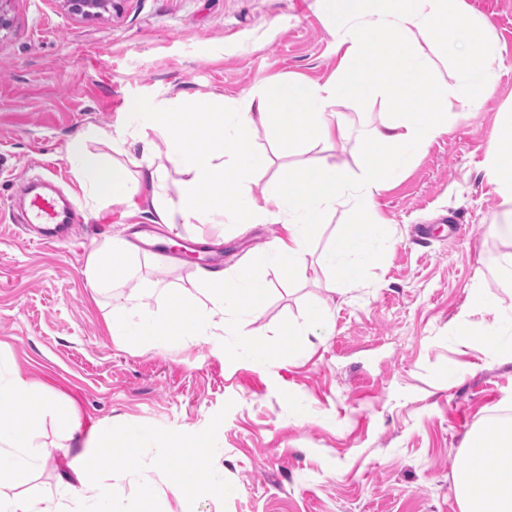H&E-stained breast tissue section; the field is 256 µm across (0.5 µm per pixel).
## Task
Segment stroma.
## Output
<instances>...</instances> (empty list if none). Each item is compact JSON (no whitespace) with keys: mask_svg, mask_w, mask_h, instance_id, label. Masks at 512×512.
<instances>
[{"mask_svg":"<svg viewBox=\"0 0 512 512\" xmlns=\"http://www.w3.org/2000/svg\"><path fill=\"white\" fill-rule=\"evenodd\" d=\"M488 19L501 48L499 80L476 112H458L448 133L415 157L403 177L376 197L373 219L389 246L335 289L317 267L329 243L357 213L327 212L313 241L308 276L284 280L266 269L265 305L245 330L262 334L278 364L259 370L225 350L220 336L152 347L108 330L115 298L142 281L156 311L178 292L193 293L197 267L141 251L136 273L94 291L83 269L106 238L138 242L144 201L95 205L66 158L72 140L97 134L92 152L110 154L128 105L177 94L243 95L271 78L323 82L339 58L314 0H117L103 17L65 13L60 0H16L15 22L0 38V377L21 374L36 393L74 407L79 429L62 442L34 407L30 474L0 482V492L55 494L72 468L94 480L103 446L140 428L163 438L167 456L144 449L138 469L189 464L191 442L210 439L201 479L224 476V493L201 495L191 512H460L455 475L472 455L469 438L512 412V360L480 338L493 315L474 307L479 283L512 312L504 268L512 246L492 232L502 223L487 175L490 142L512 108V0H464ZM345 140L284 151L254 136L263 158L249 183L255 196L289 165L330 155L361 173L362 126L386 120L390 104L357 97L336 104ZM49 180L81 214L79 238L36 244L18 228L20 180ZM213 244L227 269L258 258L281 226L181 224L161 228ZM331 314L323 339L281 349L278 329ZM479 336L455 339L460 325Z\"/></svg>","mask_w":512,"mask_h":512,"instance_id":"35a3bbf8","label":"stroma"}]
</instances>
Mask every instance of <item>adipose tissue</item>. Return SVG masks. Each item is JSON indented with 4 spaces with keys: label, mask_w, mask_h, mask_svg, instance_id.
I'll return each instance as SVG.
<instances>
[{
    "label": "adipose tissue",
    "mask_w": 512,
    "mask_h": 512,
    "mask_svg": "<svg viewBox=\"0 0 512 512\" xmlns=\"http://www.w3.org/2000/svg\"><path fill=\"white\" fill-rule=\"evenodd\" d=\"M336 23V50L341 65L325 82L291 80L261 83L247 95L229 99L220 93L204 97L175 96L157 103L135 102L126 114L123 134L112 141L118 154L109 163L91 153L86 139L70 143L68 157L77 179L99 201L134 200L149 191L153 223L176 227L223 217L225 211L248 224L281 222L284 234L270 245L258 265L199 269L196 288L208 307L185 294L162 312L127 297L114 308L109 331L115 344L141 336L158 344L188 343L221 332L233 346L248 349L238 325L259 315L264 300L262 270L273 268L292 277L307 273L306 255L321 233L324 214L336 206L373 213L376 196L403 175L408 164L446 134L455 108L478 109L494 88L499 46L486 22L470 13L464 0H322ZM441 46L453 69L452 82L438 78V61L429 50ZM392 103L389 118L362 130L363 168L360 180L336 165L332 156L312 165H293L278 175L274 188L256 197L248 184L263 159L252 148L256 131L283 149L320 139H344L347 126L334 107L356 94ZM488 176L503 216L512 219V137H496L490 145ZM179 176L176 196H167L168 173ZM234 188L232 203L224 191ZM388 245L378 229L346 225L330 243L321 265L334 281L347 286L359 268L376 262ZM139 256L121 239L103 242L89 256L83 274L98 290L110 289L115 278L135 268ZM35 399L32 386L15 375L0 382V479L36 467L31 454L35 423L28 411ZM133 430L120 456L107 458L95 483L81 471L63 480L66 494H84L88 512H130L123 494L110 484L111 471L129 469L142 448L160 444ZM479 466L496 470L491 482L460 475L461 512H512V425L488 428L476 438Z\"/></svg>",
    "instance_id": "1"
}]
</instances>
